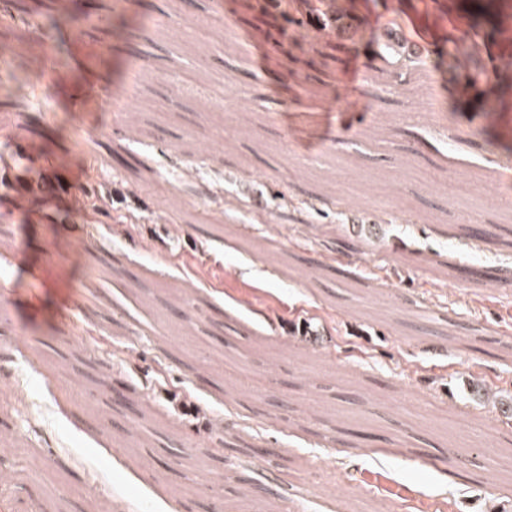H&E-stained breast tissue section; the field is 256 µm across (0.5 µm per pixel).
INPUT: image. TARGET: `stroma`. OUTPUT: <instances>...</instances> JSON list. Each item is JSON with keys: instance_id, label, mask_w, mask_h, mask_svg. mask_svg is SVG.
Instances as JSON below:
<instances>
[{"instance_id": "1", "label": "stroma", "mask_w": 512, "mask_h": 512, "mask_svg": "<svg viewBox=\"0 0 512 512\" xmlns=\"http://www.w3.org/2000/svg\"><path fill=\"white\" fill-rule=\"evenodd\" d=\"M466 3L358 0L349 35L285 23L276 0H194L163 38L151 0H98L102 25L73 0H17L44 24L0 25V53L47 71L48 96L0 104V153L35 139L59 195L0 185V352L16 358L0 496L512 512V434L479 394L512 399V288L491 283L512 280V82L479 83L495 109L475 111L455 74L395 65L398 43L424 57L465 35ZM103 71L122 112L69 111ZM309 264L326 271L307 280ZM468 265L484 278L460 280ZM183 287L203 314L189 330L168 311ZM424 308L438 335L418 331ZM103 371L128 374L145 420Z\"/></svg>"}]
</instances>
